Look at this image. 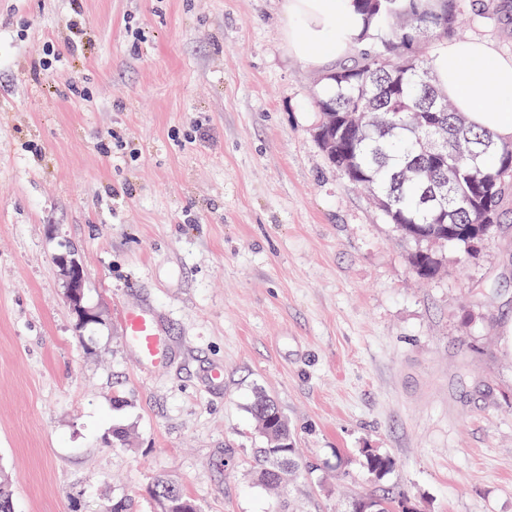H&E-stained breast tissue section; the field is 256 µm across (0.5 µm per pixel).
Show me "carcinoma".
<instances>
[{
    "instance_id": "cac0c4a2",
    "label": "carcinoma",
    "mask_w": 512,
    "mask_h": 512,
    "mask_svg": "<svg viewBox=\"0 0 512 512\" xmlns=\"http://www.w3.org/2000/svg\"><path fill=\"white\" fill-rule=\"evenodd\" d=\"M362 17V46L351 59L327 71L315 98L318 125L333 113L364 112L357 129L338 128L333 145L324 150L328 160L352 183L366 187L372 198L384 202L380 213L405 237L437 240L459 246L465 257L477 251V239L463 234L471 224L486 225L493 236L512 202V141H500L468 121L458 122L452 102L437 85L430 68L431 49L454 38L464 22L509 17L512 0H473L471 15L463 18L458 0H352ZM468 140L473 152L462 156L457 143ZM457 236L445 239L447 222ZM412 265L422 278L441 270L432 256L417 253ZM250 413L263 438L252 449L258 481L278 487V470L290 477L298 467L288 418L277 403L257 397ZM360 455L370 474L381 478L394 459L378 448ZM160 482L153 495L163 512H200L184 495L166 493ZM404 497L373 494L352 499L349 512H395Z\"/></svg>"
}]
</instances>
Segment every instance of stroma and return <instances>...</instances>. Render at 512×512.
<instances>
[{
  "instance_id": "1",
  "label": "stroma",
  "mask_w": 512,
  "mask_h": 512,
  "mask_svg": "<svg viewBox=\"0 0 512 512\" xmlns=\"http://www.w3.org/2000/svg\"><path fill=\"white\" fill-rule=\"evenodd\" d=\"M283 0H0V477L14 512H512V213L472 260L386 223L315 136ZM38 58L56 64L33 80ZM83 268L81 325L57 259ZM154 309L141 366L125 308ZM224 383L210 384L213 368ZM273 396L302 469L255 481ZM126 432L118 440L117 432ZM396 461L383 478L360 449ZM170 483L161 481L155 487L153 491V495L158 498V500L162 501L163 504V512H200L198 504L184 495L178 487L171 485L175 488V494L169 495L166 493L165 488L169 486ZM183 505L181 510L179 508ZM404 495L381 497L373 494H365L353 498L350 504L349 512H398Z\"/></svg>"
}]
</instances>
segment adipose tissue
Listing matches in <instances>:
<instances>
[{"instance_id":"1","label":"adipose tissue","mask_w":512,"mask_h":512,"mask_svg":"<svg viewBox=\"0 0 512 512\" xmlns=\"http://www.w3.org/2000/svg\"><path fill=\"white\" fill-rule=\"evenodd\" d=\"M288 48L320 65L354 51L363 20L349 0H285ZM430 66L458 112L477 128L512 139V58L481 40L448 43Z\"/></svg>"}]
</instances>
